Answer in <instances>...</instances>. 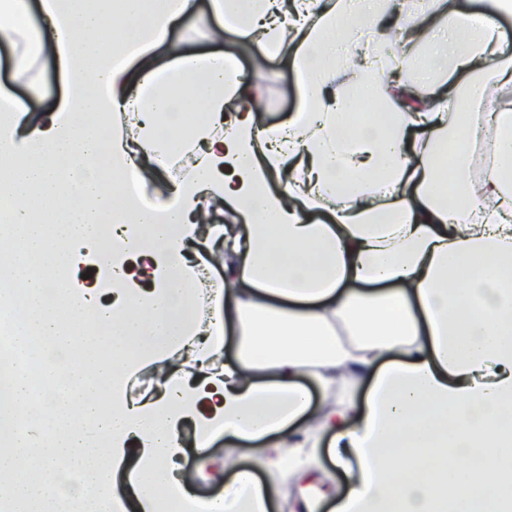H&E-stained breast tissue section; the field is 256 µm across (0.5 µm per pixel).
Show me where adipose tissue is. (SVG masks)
I'll list each match as a JSON object with an SVG mask.
<instances>
[{
    "label": "adipose tissue",
    "instance_id": "obj_1",
    "mask_svg": "<svg viewBox=\"0 0 512 512\" xmlns=\"http://www.w3.org/2000/svg\"><path fill=\"white\" fill-rule=\"evenodd\" d=\"M197 7L0 0L14 74L45 55L64 81L32 120L0 90V306L22 303L0 512H273L260 469L301 483L298 512H512V0H210L218 31L291 58L303 104L269 126L234 53L171 40ZM97 112L134 133L102 141ZM131 169L170 174L160 202L124 195ZM210 202L226 223H200ZM103 223L90 288L73 253ZM194 246L220 260L211 287ZM149 368L158 391L129 395ZM188 439L201 479L232 472L222 495L178 477ZM325 454L357 460L345 493ZM473 467L481 488L449 499Z\"/></svg>",
    "mask_w": 512,
    "mask_h": 512
}]
</instances>
